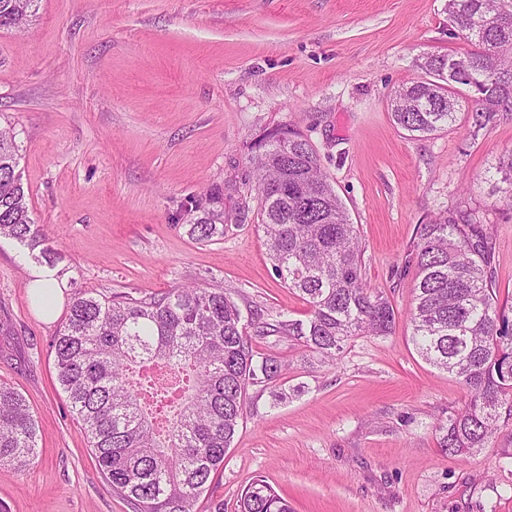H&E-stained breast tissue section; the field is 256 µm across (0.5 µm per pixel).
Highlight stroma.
Returning a JSON list of instances; mask_svg holds the SVG:
<instances>
[{
	"mask_svg": "<svg viewBox=\"0 0 512 512\" xmlns=\"http://www.w3.org/2000/svg\"><path fill=\"white\" fill-rule=\"evenodd\" d=\"M447 0H41L21 33L0 30V125L13 128L33 218L66 282L43 321L27 287L26 247L0 240V383L38 425L37 457L0 466L8 512H133L108 488L56 380L53 339L75 294L139 297L181 284L229 290L244 316L307 319L275 275L255 215L223 240L182 226L191 200L251 180L268 131L314 147L364 248L362 276L398 314L392 335L360 336L335 364L285 336L256 340L284 366L248 389L241 421L196 512L238 499L257 478L293 512H512L502 431L462 458L439 446L438 419L466 392L426 362L407 313L419 225L467 211L487 225L500 303L512 305V204L499 161L512 114L412 137L390 97L421 80L431 55H460Z\"/></svg>",
	"mask_w": 512,
	"mask_h": 512,
	"instance_id": "35a3bbf8",
	"label": "stroma"
}]
</instances>
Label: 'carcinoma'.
Here are the masks:
<instances>
[{"label": "carcinoma", "instance_id": "obj_1", "mask_svg": "<svg viewBox=\"0 0 512 512\" xmlns=\"http://www.w3.org/2000/svg\"><path fill=\"white\" fill-rule=\"evenodd\" d=\"M39 0H0V29H24ZM448 25L472 49L462 57L429 56V79L406 87L412 102H391L394 122L419 135L456 122L459 87L475 92L474 124L512 112V80L487 86L484 71L512 76V8L501 0H448ZM494 100L497 110L483 107ZM257 216L273 270L309 306V318L257 313L246 322L219 285H178L141 298L75 295L53 340L57 380L82 422L108 487L134 512H195L212 474L224 466L248 387L281 376L277 357L252 339L289 336L328 364L357 336H389L397 313L384 291L362 278V248L318 156L288 129L251 146ZM13 133L0 129V238L54 266L41 225L31 217ZM231 183L195 202L184 225L196 241L224 238ZM416 284L407 313L412 341L427 362L456 378L468 401L436 426L440 447L471 455L512 422V307L498 303L493 241L467 213L419 229ZM37 424L23 396L0 384V465H25L36 453ZM239 512H291L263 480L241 495Z\"/></svg>", "mask_w": 512, "mask_h": 512}]
</instances>
